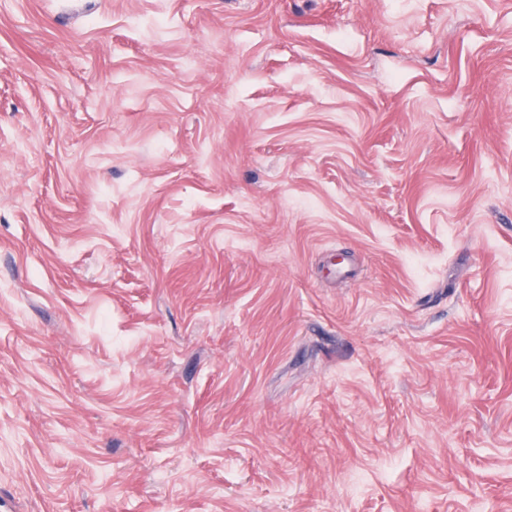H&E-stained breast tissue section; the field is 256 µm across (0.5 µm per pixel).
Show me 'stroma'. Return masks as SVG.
<instances>
[{"mask_svg": "<svg viewBox=\"0 0 512 512\" xmlns=\"http://www.w3.org/2000/svg\"><path fill=\"white\" fill-rule=\"evenodd\" d=\"M0 512H512V0H0Z\"/></svg>", "mask_w": 512, "mask_h": 512, "instance_id": "stroma-1", "label": "stroma"}]
</instances>
